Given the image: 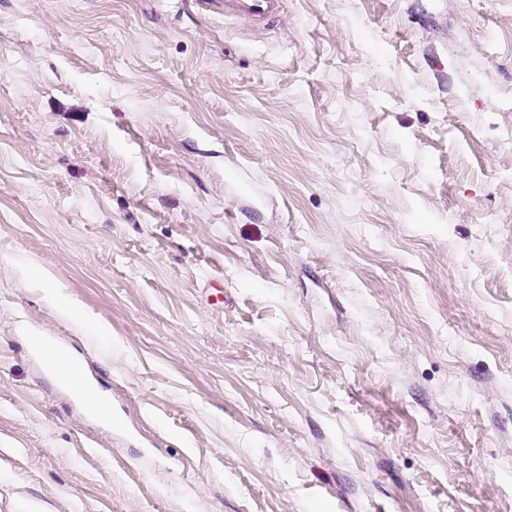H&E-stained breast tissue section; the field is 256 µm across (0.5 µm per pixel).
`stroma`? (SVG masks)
<instances>
[{"mask_svg": "<svg viewBox=\"0 0 512 512\" xmlns=\"http://www.w3.org/2000/svg\"><path fill=\"white\" fill-rule=\"evenodd\" d=\"M0 512H512V0H0ZM278 0H224V11H242L243 7L249 10L259 20L274 13L279 8ZM55 370L60 373L75 391H79L80 395L89 402L94 411L103 418L112 417V413L106 403L95 393V391L86 383L83 370L79 364L57 355L54 359Z\"/></svg>", "mask_w": 512, "mask_h": 512, "instance_id": "obj_1", "label": "stroma"}]
</instances>
